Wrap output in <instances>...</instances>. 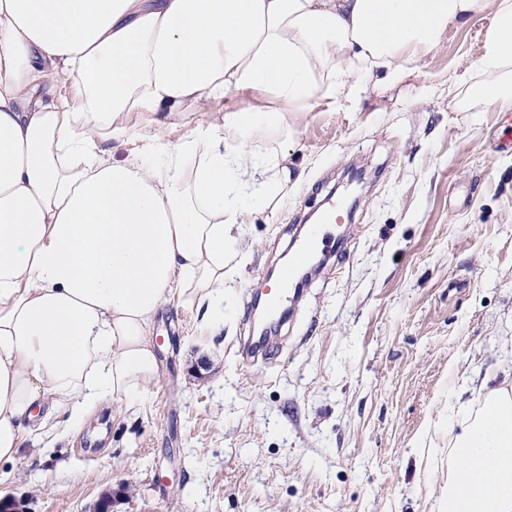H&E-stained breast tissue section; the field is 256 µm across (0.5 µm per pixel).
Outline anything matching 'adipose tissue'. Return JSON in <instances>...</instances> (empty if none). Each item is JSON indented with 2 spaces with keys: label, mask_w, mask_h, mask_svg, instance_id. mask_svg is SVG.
<instances>
[{
  "label": "adipose tissue",
  "mask_w": 512,
  "mask_h": 512,
  "mask_svg": "<svg viewBox=\"0 0 512 512\" xmlns=\"http://www.w3.org/2000/svg\"><path fill=\"white\" fill-rule=\"evenodd\" d=\"M490 22L448 100L512 112V0H0V463L31 422L156 381L154 324L185 297L209 327L253 213L282 201L288 154L256 153L310 98L402 77L449 26ZM69 80L75 98L56 90ZM267 105L219 108L232 91ZM200 112L155 163L130 112ZM445 512H512V383L448 401Z\"/></svg>",
  "instance_id": "1"
}]
</instances>
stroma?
I'll return each instance as SVG.
<instances>
[{"label":"stroma","mask_w":512,"mask_h":512,"mask_svg":"<svg viewBox=\"0 0 512 512\" xmlns=\"http://www.w3.org/2000/svg\"><path fill=\"white\" fill-rule=\"evenodd\" d=\"M480 15L397 82L373 74L310 100L284 146L300 181L256 211L209 331L174 299L157 316L156 382L134 402L33 430L0 465V498L29 512H442L448 396L512 381V112L448 104L481 49ZM198 112H134L116 157L151 156ZM367 175L347 252L323 265L268 357L243 364L250 302L292 253L295 227L350 166Z\"/></svg>","instance_id":"35a3bbf8"}]
</instances>
